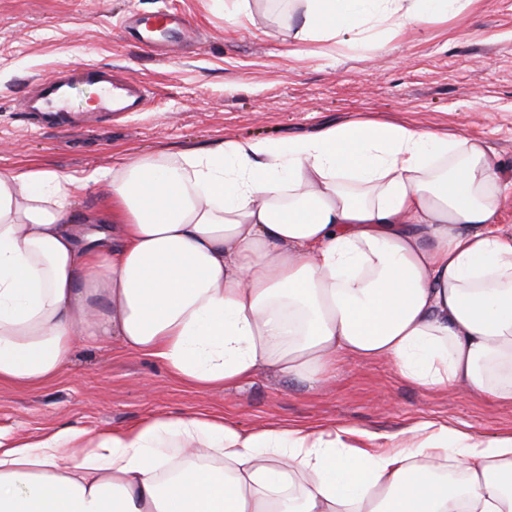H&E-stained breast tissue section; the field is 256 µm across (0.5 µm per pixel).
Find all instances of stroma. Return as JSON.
I'll return each mask as SVG.
<instances>
[{
    "instance_id": "stroma-1",
    "label": "stroma",
    "mask_w": 512,
    "mask_h": 512,
    "mask_svg": "<svg viewBox=\"0 0 512 512\" xmlns=\"http://www.w3.org/2000/svg\"><path fill=\"white\" fill-rule=\"evenodd\" d=\"M254 26L233 27L206 0H0V168L42 166L83 177L111 170L119 151L208 147L230 137H283L363 115L482 138L512 177V0H474L460 16L365 52L327 43L290 54L277 24L287 0H250ZM182 14L201 39L166 60L120 37L125 15ZM122 68L147 88L144 111L59 132L27 120L35 80L64 66ZM217 411L237 423H345L392 434L418 419L477 434L512 431V407L471 392L405 383L385 361L347 360L322 388L271 372L209 394L114 339L77 345L56 380L0 386V431L29 436L62 427L121 429L161 414Z\"/></svg>"
}]
</instances>
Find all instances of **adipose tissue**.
Masks as SVG:
<instances>
[{
    "label": "adipose tissue",
    "mask_w": 512,
    "mask_h": 512,
    "mask_svg": "<svg viewBox=\"0 0 512 512\" xmlns=\"http://www.w3.org/2000/svg\"><path fill=\"white\" fill-rule=\"evenodd\" d=\"M473 0H295L293 52L382 51ZM108 181L100 212L71 201ZM512 190L486 141L359 117L74 178L0 169V385L57 379L118 337L225 391L271 371L322 387L337 360L512 406ZM0 512H512V432L419 420L244 427L217 412L125 429L0 433Z\"/></svg>",
    "instance_id": "adipose-tissue-1"
}]
</instances>
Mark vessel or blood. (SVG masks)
<instances>
[{
    "mask_svg": "<svg viewBox=\"0 0 512 512\" xmlns=\"http://www.w3.org/2000/svg\"><path fill=\"white\" fill-rule=\"evenodd\" d=\"M125 35L154 46L164 55L190 41L195 31L178 15L159 9L149 17L129 18ZM82 84L94 92L95 113L102 117L115 112H140L145 108L144 88L140 82L112 70L108 65L89 64L65 68L55 75L36 81L26 98L24 111L29 119L60 129L76 126L82 113L69 106L71 90Z\"/></svg>",
    "mask_w": 512,
    "mask_h": 512,
    "instance_id": "b4317fda",
    "label": "vessel or blood"
}]
</instances>
